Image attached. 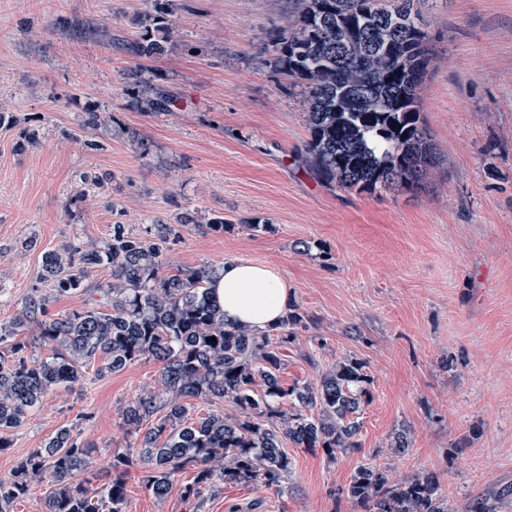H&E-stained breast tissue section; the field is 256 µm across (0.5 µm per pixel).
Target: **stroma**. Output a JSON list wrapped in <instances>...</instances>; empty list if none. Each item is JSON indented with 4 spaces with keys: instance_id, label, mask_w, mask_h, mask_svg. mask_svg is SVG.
I'll list each match as a JSON object with an SVG mask.
<instances>
[{
    "instance_id": "35a3bbf8",
    "label": "stroma",
    "mask_w": 512,
    "mask_h": 512,
    "mask_svg": "<svg viewBox=\"0 0 512 512\" xmlns=\"http://www.w3.org/2000/svg\"><path fill=\"white\" fill-rule=\"evenodd\" d=\"M291 0H0V321L19 314L45 249L197 222L171 269L241 259L276 268L309 321L288 346L285 385L336 360L370 379L357 448L336 456L286 444L288 490L224 484L185 499L195 471L164 500L126 476L125 512H365L342 495L374 462L393 477L436 473L455 512L500 492L512 512V0H425L430 62L421 121L436 164L422 184L357 193L307 161L305 89L274 66ZM175 29L163 53L133 55L145 12ZM163 89L146 112L142 86ZM101 112L102 126L83 120ZM33 132L37 146L24 144ZM100 151L84 147L87 139ZM102 177L84 190L83 177ZM84 199H77V192ZM223 217L217 231L210 219ZM161 365L141 360L48 396L0 451V477L61 427L93 450L90 488L115 455L138 452L121 411ZM406 429L408 454L392 434Z\"/></svg>"
}]
</instances>
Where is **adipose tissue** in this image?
<instances>
[{
	"label": "adipose tissue",
	"instance_id": "obj_1",
	"mask_svg": "<svg viewBox=\"0 0 512 512\" xmlns=\"http://www.w3.org/2000/svg\"><path fill=\"white\" fill-rule=\"evenodd\" d=\"M225 321L264 332L279 323L291 304L287 281L278 270L244 260L219 266L209 284Z\"/></svg>",
	"mask_w": 512,
	"mask_h": 512
}]
</instances>
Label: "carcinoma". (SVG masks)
<instances>
[{
	"label": "carcinoma",
	"instance_id": "carcinoma-1",
	"mask_svg": "<svg viewBox=\"0 0 512 512\" xmlns=\"http://www.w3.org/2000/svg\"><path fill=\"white\" fill-rule=\"evenodd\" d=\"M421 2L293 0L274 63L305 82L308 161L322 179L374 194L415 187L433 166L418 108L428 63ZM162 52L150 37L136 45L140 57ZM339 87L345 93L338 99ZM144 103L151 113L169 108L156 88ZM192 223L180 213L176 223L152 224L142 235L114 224L105 241L70 240L42 253L39 283L20 314L0 323V449L47 395L80 384L88 365L100 360L99 372L112 374L153 358L163 367L123 413L124 424L142 434L138 460L112 457V475L91 490L74 478L92 469V451L62 427L0 478V512H12L31 484L46 478L45 512H100L105 503L109 512H125V477L136 462L146 469L145 489L158 499L191 467L196 476L183 487L187 499L217 481L281 491L289 469L284 442L330 455L358 447L359 412L370 398L362 365L338 361L315 382L284 388L279 371L304 316L291 309L273 330L250 331L225 322L211 298L215 267L164 272L169 244ZM101 266L111 269L112 280L90 289L98 298L49 314L52 302L87 289L89 273ZM29 326L38 328L48 355L28 358L18 336ZM193 399L227 402L232 411L198 418ZM346 494L366 512H453L432 472L392 481L369 463L355 471Z\"/></svg>",
	"mask_w": 512,
	"mask_h": 512
}]
</instances>
